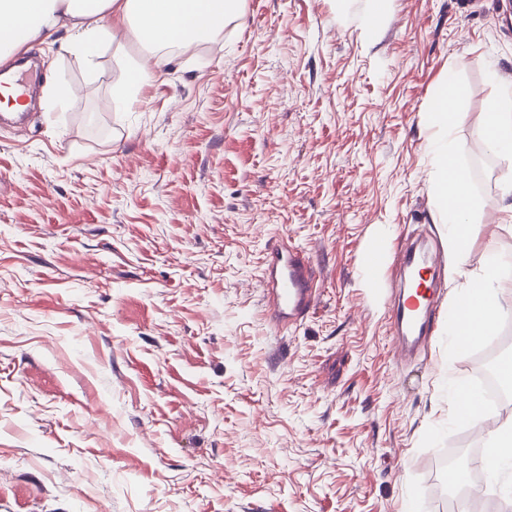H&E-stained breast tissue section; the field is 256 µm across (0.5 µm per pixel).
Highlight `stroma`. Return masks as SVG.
<instances>
[{
  "label": "stroma",
  "mask_w": 512,
  "mask_h": 512,
  "mask_svg": "<svg viewBox=\"0 0 512 512\" xmlns=\"http://www.w3.org/2000/svg\"><path fill=\"white\" fill-rule=\"evenodd\" d=\"M238 8L140 88L130 32L90 67L57 30L36 84L74 96L0 124V512H445L442 455L487 451L495 420L460 417L452 385L490 341L458 345L452 314L512 254L505 165L474 164L512 0ZM450 73L466 273L437 261L435 332L406 357L400 266L369 256L450 242L424 119ZM281 233L320 283L292 330L259 287Z\"/></svg>",
  "instance_id": "obj_1"
}]
</instances>
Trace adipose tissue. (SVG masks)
I'll list each match as a JSON object with an SVG mask.
<instances>
[{
  "label": "adipose tissue",
  "mask_w": 512,
  "mask_h": 512,
  "mask_svg": "<svg viewBox=\"0 0 512 512\" xmlns=\"http://www.w3.org/2000/svg\"><path fill=\"white\" fill-rule=\"evenodd\" d=\"M235 4L236 0H0V59L65 29L73 34L72 52L90 65L106 42L117 32L128 30L151 50L147 63L131 68V79L140 86L162 73L167 64L163 48L215 40ZM499 88V96L486 112L484 122L488 147L507 163L501 190L509 201L507 210L512 213V83L500 82ZM456 98L454 79H446L432 96L425 118L443 134L432 145L435 194L441 222L453 229L452 254L454 265L460 270L465 264L463 252L470 233L472 194L449 138ZM504 275V267L493 262L472 282L474 303L454 312L459 344L477 342L497 322L502 306L492 285Z\"/></svg>",
  "instance_id": "adipose-tissue-1"
}]
</instances>
